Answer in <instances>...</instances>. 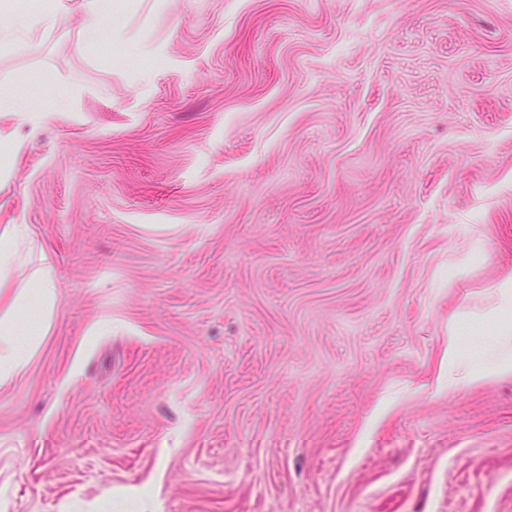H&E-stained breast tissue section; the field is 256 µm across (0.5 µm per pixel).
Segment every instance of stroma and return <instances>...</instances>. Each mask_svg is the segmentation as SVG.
Wrapping results in <instances>:
<instances>
[{"mask_svg":"<svg viewBox=\"0 0 512 512\" xmlns=\"http://www.w3.org/2000/svg\"><path fill=\"white\" fill-rule=\"evenodd\" d=\"M0 45V225L52 327L0 512H512V375L448 329L512 274V0H115ZM73 1L72 7L82 12L87 25L84 31V37L87 41L98 40L102 34L101 21L109 14L112 6V0H70ZM4 108L15 112L22 122L30 128L31 133H35L48 118V113L43 110L27 105L19 97L4 95L1 92L0 110L2 111ZM494 323L503 336L500 349L485 357L482 352H468L463 344L460 331L448 338V373L456 375L448 378V387L463 389L488 378L512 374V278L508 277L489 290L488 308L478 316Z\"/></svg>","mask_w":512,"mask_h":512,"instance_id":"1","label":"stroma"}]
</instances>
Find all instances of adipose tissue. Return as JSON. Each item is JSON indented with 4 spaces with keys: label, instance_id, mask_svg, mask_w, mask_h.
Instances as JSON below:
<instances>
[{
    "label": "adipose tissue",
    "instance_id": "1",
    "mask_svg": "<svg viewBox=\"0 0 512 512\" xmlns=\"http://www.w3.org/2000/svg\"><path fill=\"white\" fill-rule=\"evenodd\" d=\"M33 238L29 225H0V288L10 287L28 260ZM24 288L15 290L0 306V388L7 386L25 367L49 331L56 303L55 283L49 260L31 271ZM42 314L39 327H28L20 314L28 307ZM482 320L494 323L502 336L500 349L487 356L467 351L459 335L448 338V367L454 372L449 387L459 390L488 378L512 374V278L495 284L489 291V305Z\"/></svg>",
    "mask_w": 512,
    "mask_h": 512
}]
</instances>
